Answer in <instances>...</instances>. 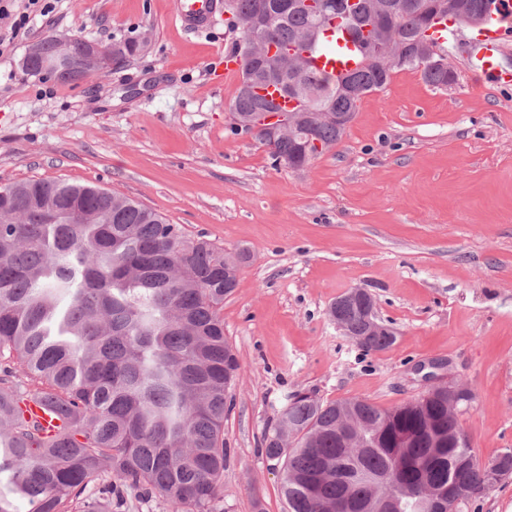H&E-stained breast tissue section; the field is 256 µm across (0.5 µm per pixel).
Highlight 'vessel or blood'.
Wrapping results in <instances>:
<instances>
[{
  "label": "vessel or blood",
  "instance_id": "1",
  "mask_svg": "<svg viewBox=\"0 0 512 512\" xmlns=\"http://www.w3.org/2000/svg\"><path fill=\"white\" fill-rule=\"evenodd\" d=\"M497 5L492 22L469 43L468 67L475 77L493 86L510 87L512 65L505 64L503 58L512 50V0H498ZM220 12L219 0H176L174 21L181 30L199 32L213 28ZM327 36L335 42L336 50L317 55L311 64L313 72L333 78L364 67L344 30L330 28ZM22 410L25 419L37 424L45 436H59L68 426L67 419L43 397H30Z\"/></svg>",
  "mask_w": 512,
  "mask_h": 512
}]
</instances>
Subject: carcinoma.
<instances>
[{"label":"carcinoma","mask_w":512,"mask_h":512,"mask_svg":"<svg viewBox=\"0 0 512 512\" xmlns=\"http://www.w3.org/2000/svg\"><path fill=\"white\" fill-rule=\"evenodd\" d=\"M348 10L317 16L291 10L288 0H224L228 23L238 29L234 49L253 40L294 48L299 34L318 27L304 51H324V32L335 21L353 37L365 67L337 79L310 69L291 73L274 56L250 62L253 90L237 88L233 112H275L260 94L269 84L303 95L294 110L322 108L355 116L362 98L383 89L392 73L420 72L434 88L448 86V72L426 68L411 57L395 67L368 57L365 44L385 24L391 38L409 48L428 40L435 25L454 18L430 16L434 0H389L386 18ZM469 15L491 20L497 0H465ZM277 14L262 35L238 27L253 16ZM112 62L135 55L134 40L112 44ZM323 147L345 133L334 123L308 130ZM304 136L255 140L279 163L295 168L319 157L306 154ZM245 249L226 253L205 239L185 235L158 213L132 199L92 185L29 180L0 186V512H74L95 501L90 484L110 475L148 497L163 499L169 512H223L224 417L232 409V386L240 369L224 335V299L237 286ZM369 298L346 302L340 318L348 336L366 352L389 347L394 337L369 333ZM37 395L69 421L57 440L40 436L20 408ZM460 430L448 413V391L380 408L363 399L324 402L296 392L264 434V454L279 468L287 512H460L512 475V450L486 464L460 470L457 460L474 453L435 447L437 431ZM361 437L349 448L343 432ZM464 494L448 503V483Z\"/></svg>","instance_id":"carcinoma-1"}]
</instances>
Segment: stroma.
I'll return each instance as SVG.
<instances>
[{
    "mask_svg": "<svg viewBox=\"0 0 512 512\" xmlns=\"http://www.w3.org/2000/svg\"><path fill=\"white\" fill-rule=\"evenodd\" d=\"M174 2L57 0L34 20L35 42L147 46L75 83L27 75L26 45L0 57V185L93 184L250 251L222 311L241 364L224 420V512H286L262 438L289 395L393 407L424 392L421 364L474 391L458 423L481 462L512 450V87L474 80L472 28L448 39L451 86L395 71L338 145L292 170L230 129L240 80L218 66L235 34L224 23L185 34ZM354 288L395 331L387 349L362 351L330 318ZM94 485L108 512H168L111 478Z\"/></svg>",
    "mask_w": 512,
    "mask_h": 512,
    "instance_id": "35a3bbf8",
    "label": "stroma"
}]
</instances>
